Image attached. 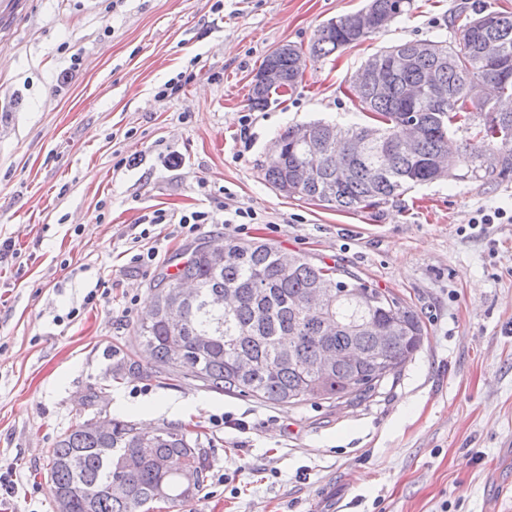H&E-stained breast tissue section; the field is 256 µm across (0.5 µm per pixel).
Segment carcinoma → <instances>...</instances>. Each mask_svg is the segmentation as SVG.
Here are the masks:
<instances>
[{
  "instance_id": "carcinoma-1",
  "label": "carcinoma",
  "mask_w": 512,
  "mask_h": 512,
  "mask_svg": "<svg viewBox=\"0 0 512 512\" xmlns=\"http://www.w3.org/2000/svg\"><path fill=\"white\" fill-rule=\"evenodd\" d=\"M411 0H369L365 14L344 15L322 24L304 49L284 44L262 63L280 74L278 86L251 85L249 100L262 108L293 89L302 77L296 66L307 55L316 61L371 40L383 32L380 21H396ZM434 53L419 56L402 70L391 68L392 51H407L412 42L372 55L368 68L376 77L352 83L358 106L380 123L344 128L322 121L290 126L278 139L281 154L267 162L264 179L282 188L292 172L310 158L307 140L322 146L317 179L288 196L317 201L345 212L378 207L416 186L437 180L443 159L448 176L463 181L484 171L488 181L512 175V111L492 112L501 98H512V69L504 76L486 63L493 43L512 58V12L488 6L472 9L458 25L455 44L430 39ZM439 71L441 94H432L425 79ZM422 135L415 152L398 150L408 115ZM503 131L495 136L492 125ZM463 131L455 153L450 135ZM498 153L497 171L484 170L479 157ZM224 249V264L213 268L209 253L194 248L174 274L162 272L152 288L150 318L134 330L135 342L154 354L156 372L193 379L208 390L251 395L272 403L299 404L311 399L354 401L369 394L412 359L423 342L424 326L416 311L387 291L336 266L317 265L304 257L283 264L278 249L265 241L214 240ZM190 282L196 294L173 293L168 278ZM325 289L321 311L306 305L315 286ZM183 308L177 326L166 320L169 309ZM337 321L325 335L324 317ZM398 327L397 336L381 346L377 337ZM329 345L357 354L351 364L321 371L319 356ZM112 448L110 456L99 453ZM49 474L55 484V509L67 512H147L154 504L183 503L197 495L207 478L208 453L178 426L144 431L132 421H112L101 434L86 420L64 434L50 449ZM196 473L189 486L182 472Z\"/></svg>"
}]
</instances>
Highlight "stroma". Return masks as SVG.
<instances>
[{"instance_id": "1", "label": "stroma", "mask_w": 512, "mask_h": 512, "mask_svg": "<svg viewBox=\"0 0 512 512\" xmlns=\"http://www.w3.org/2000/svg\"><path fill=\"white\" fill-rule=\"evenodd\" d=\"M365 4L8 0L0 10V242L14 249L0 261V471L14 481L0 507L55 512L49 450L103 413L183 427L207 450L203 489L160 512H512V223L478 221L512 212V179L447 178L341 212L282 196L263 177L286 127L362 121L347 90L377 50L454 41L470 6L512 12V0H412L375 39L310 62L279 102L251 105L268 54L309 44L322 23ZM75 54L76 77L58 86ZM189 67L196 78L180 96L158 99ZM171 150L180 170L161 164ZM120 155L137 166L115 169ZM222 188L228 208L256 211L255 224H206L191 236L160 227L142 242L159 250L153 265L130 266L143 216L209 209ZM217 237L266 241L392 291L419 314L421 349L355 404H275L156 373L133 343L150 287L174 272L177 254ZM95 288L100 304L84 308Z\"/></svg>"}]
</instances>
